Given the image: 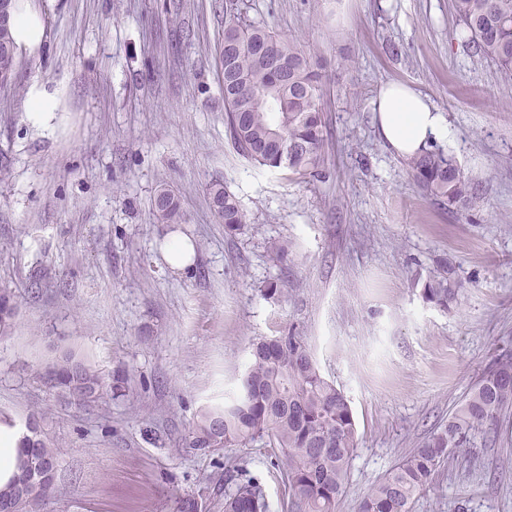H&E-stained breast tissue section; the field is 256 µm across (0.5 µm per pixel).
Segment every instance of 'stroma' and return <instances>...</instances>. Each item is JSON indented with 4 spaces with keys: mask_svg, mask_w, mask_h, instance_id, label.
Masks as SVG:
<instances>
[{
    "mask_svg": "<svg viewBox=\"0 0 512 512\" xmlns=\"http://www.w3.org/2000/svg\"><path fill=\"white\" fill-rule=\"evenodd\" d=\"M47 37L0 87V417L34 422L57 452L43 512H224L212 493L245 470L269 512H287L273 450L199 451L201 412L238 391L253 343L303 336L350 402L356 450L338 512L444 426L493 358L512 350V80L459 35L452 0H234L242 19L296 38L320 66L328 136L320 175L241 156L224 122V0H34ZM65 81L63 125L23 112L33 78ZM442 110L440 148L478 187L465 210L431 200L379 137L380 85ZM241 202L228 236L210 207ZM181 224L160 223V189ZM195 246L191 272L162 247ZM460 290L422 295L440 262ZM280 291L267 296V282ZM75 350L123 397L78 406L40 374ZM412 512H512V408L449 456ZM210 201L218 220L224 224L228 233L240 231L246 224L244 213L239 200L230 193L223 184L212 183L209 188Z\"/></svg>",
    "mask_w": 512,
    "mask_h": 512,
    "instance_id": "obj_1",
    "label": "stroma"
}]
</instances>
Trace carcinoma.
<instances>
[{
	"instance_id": "obj_1",
	"label": "carcinoma",
	"mask_w": 512,
	"mask_h": 512,
	"mask_svg": "<svg viewBox=\"0 0 512 512\" xmlns=\"http://www.w3.org/2000/svg\"><path fill=\"white\" fill-rule=\"evenodd\" d=\"M460 33L478 54L512 79V0H453ZM225 124L237 151L268 168L288 167L314 173L324 164L326 123L321 107V76L299 44L241 21L224 6ZM417 185L437 201L467 207L477 186L455 159L435 146L410 161ZM210 201L224 230L246 224L239 200L223 184L209 188ZM157 219L176 224L180 203L169 190L155 197ZM459 283L455 267L440 266L423 285L426 300L448 310ZM16 305L0 292V334L7 332ZM50 387L62 397L97 402L121 391L127 379L112 385L91 364L68 354L48 373ZM512 407V352L498 354L485 368L448 425L396 464L362 496L357 512H411L415 495L430 484L438 465L454 451L469 448L472 432L497 424ZM264 440L285 460L291 512H336L347 489L356 448V424L346 396L319 372L304 338L294 331L253 344L239 398L204 410L186 447L247 448ZM56 452L41 434L23 437L18 470L34 469L43 480L18 512L49 499L54 492ZM235 490L224 495V512H267L261 485L234 477Z\"/></svg>"
}]
</instances>
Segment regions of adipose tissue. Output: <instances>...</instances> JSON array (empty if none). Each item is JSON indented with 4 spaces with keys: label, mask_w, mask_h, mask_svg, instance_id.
Segmentation results:
<instances>
[{
    "label": "adipose tissue",
    "mask_w": 512,
    "mask_h": 512,
    "mask_svg": "<svg viewBox=\"0 0 512 512\" xmlns=\"http://www.w3.org/2000/svg\"><path fill=\"white\" fill-rule=\"evenodd\" d=\"M12 37L18 52L27 54L38 52L46 40L44 20L29 0H15ZM63 93L62 85L33 80L24 103L27 121L43 131L56 132ZM375 112L380 137L403 157H415L432 141L448 135L444 113L404 85L384 86L377 97Z\"/></svg>",
    "instance_id": "1"
}]
</instances>
